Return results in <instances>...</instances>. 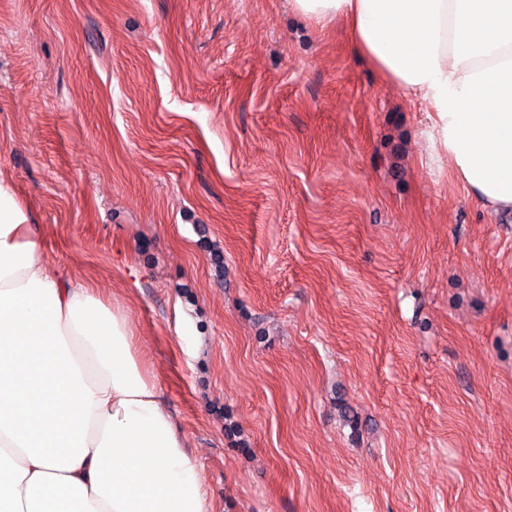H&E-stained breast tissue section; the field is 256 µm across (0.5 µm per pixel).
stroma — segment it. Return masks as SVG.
<instances>
[{
  "mask_svg": "<svg viewBox=\"0 0 512 512\" xmlns=\"http://www.w3.org/2000/svg\"><path fill=\"white\" fill-rule=\"evenodd\" d=\"M348 39L287 0H0V179L128 313L214 512H512V210Z\"/></svg>",
  "mask_w": 512,
  "mask_h": 512,
  "instance_id": "1",
  "label": "stroma"
}]
</instances>
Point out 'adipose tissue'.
<instances>
[{
	"instance_id": "1",
	"label": "adipose tissue",
	"mask_w": 512,
	"mask_h": 512,
	"mask_svg": "<svg viewBox=\"0 0 512 512\" xmlns=\"http://www.w3.org/2000/svg\"><path fill=\"white\" fill-rule=\"evenodd\" d=\"M421 99L456 179L512 209V0H288ZM0 512H211L128 314L48 262L0 181Z\"/></svg>"
}]
</instances>
